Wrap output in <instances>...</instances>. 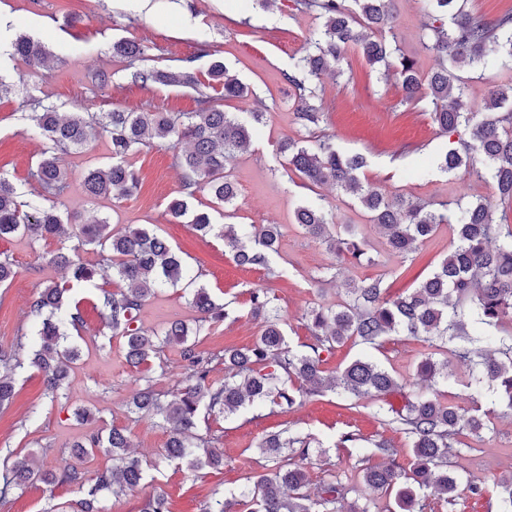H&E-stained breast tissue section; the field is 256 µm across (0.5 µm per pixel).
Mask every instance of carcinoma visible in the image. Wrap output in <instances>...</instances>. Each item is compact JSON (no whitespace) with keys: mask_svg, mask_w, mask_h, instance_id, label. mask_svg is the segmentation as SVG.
<instances>
[{"mask_svg":"<svg viewBox=\"0 0 512 512\" xmlns=\"http://www.w3.org/2000/svg\"><path fill=\"white\" fill-rule=\"evenodd\" d=\"M392 0H294L299 12H313L321 20L318 30L306 38L305 52L298 57L285 80L295 91L296 118L302 131L299 139L284 138L278 148L285 171L297 174L310 185L331 184L352 195L380 228L388 247L406 256L431 236L440 225H451L453 247L436 268L410 292L392 298L380 278L348 284L346 299L335 308L314 306L303 314L311 329L304 350L293 349L287 340L284 320L271 306L268 291L250 292V312L264 319L259 338L249 347H227L221 353L204 352L196 337L224 321L226 306L215 303L208 289L197 283L182 257L167 240L145 225H128L115 230L105 218L80 225L69 235L72 244L53 255L77 284H93L97 267L86 263L84 247L99 248L100 268L112 269L122 289L112 293L101 289L102 314L112 335L123 339L126 361L140 367L160 353L162 345L180 347L187 383L173 399L163 403L151 380L143 377L130 401L131 413L160 419L170 426L164 459L177 469L197 473L224 466V452L218 438L210 433V421L228 419L244 405L257 409H292L311 396L326 391L356 404L364 398H381L395 390L411 388V381H398L386 368L362 355L339 375L328 377L323 364L336 347L348 341L378 349L391 336L420 339L429 347L446 350L467 376L466 388L473 402L492 391L498 402L512 411V224L496 218L486 200L475 203L415 202L403 196L388 197L363 177L367 158L346 153L333 137L323 133L326 112L318 103V81L326 72L341 70L347 51L356 48L371 67L382 66L401 80L404 102H423L438 130L457 140L443 153L437 168L451 173L462 166L482 177L487 168L499 199L512 203V84L494 90L485 111L470 112L464 96L469 77L448 67L506 68L512 70V5L493 18L474 14L467 0H422L425 16V50L439 56L440 69L422 77L413 57L399 46L378 37L393 32ZM112 56L126 62L131 83L141 87L163 85L190 87L197 91L192 112L168 113L149 110L90 112L81 108L67 117L43 98L29 101L31 112L26 133L42 142L29 179L40 188L37 195L22 202L12 180L0 172V239L14 235L46 239L64 232V225L78 224V217H63L57 199L68 187L61 155L77 152L88 144L91 132L108 135L110 163L87 169L81 186L90 198L122 199L139 187V175L129 157L142 146L158 141L174 150L182 170L179 194L167 206L174 221L184 220L202 236L224 241L240 266L259 267L270 276L277 252L280 226L266 224L241 233L234 224H219L208 209L191 208L190 201L208 191L216 202L228 206L237 198V186L229 166L252 146L255 126L264 123V112L230 113L200 90L194 62L198 56L181 59V65L145 67L147 47L120 38L112 42ZM51 52L40 41L19 34L7 44L0 42V59L21 60L30 67L45 63ZM208 87L220 88L226 99H244L248 88L232 75L223 61L212 58ZM295 223L312 238L328 244L336 256L361 265L369 263L366 241L352 231L337 232L336 216L321 201L308 202L294 212ZM185 283L198 317L194 325L172 322L159 334L144 328L138 320L142 306L157 290ZM70 287L49 284L29 303L36 336L31 364L45 376L49 389L58 391L67 378L79 349L66 328H78L82 315L64 302ZM224 365V380L211 379L214 366ZM417 379L430 392L418 393L406 412L382 409L384 421L410 440L412 468L397 462L400 449L380 437L360 443V436L347 432L340 444L355 451L365 464L363 481L387 495H394L399 512H427L430 497L452 505L456 501L461 450L456 436L466 430L479 437L488 429L489 413L463 410L442 402L432 391L456 381L457 373L433 356L422 360ZM15 393L12 378L0 373V407L8 405ZM73 456L83 459L97 452L112 457V467L89 479L77 465L61 470L34 469L27 460L17 459L0 470V501L14 490L40 482L53 498L56 490L77 485L87 487L77 512H99L95 502L105 494L119 496L136 490L145 480L151 461L129 452L130 441L123 428L93 434L73 444ZM271 466L249 478L232 499H216L204 512H336L345 498V488L336 476L320 491H309L306 463L310 442L286 431L265 436L259 444ZM374 456L386 459L383 466H371ZM495 512H512V478L496 483Z\"/></svg>","mask_w":512,"mask_h":512,"instance_id":"obj_1","label":"carcinoma"}]
</instances>
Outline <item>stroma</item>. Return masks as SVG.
<instances>
[{
  "label": "stroma",
  "instance_id": "obj_1",
  "mask_svg": "<svg viewBox=\"0 0 512 512\" xmlns=\"http://www.w3.org/2000/svg\"><path fill=\"white\" fill-rule=\"evenodd\" d=\"M291 5L292 0H273L265 8L255 0H158L154 12L146 15L121 0H0V12L12 17L10 24L0 29V36L28 33L53 54L40 69L0 61V78L13 86L11 93L0 96V172L13 180L22 200H30L37 192L28 172L42 149L41 142L26 133L28 109L24 102L28 97L48 99L63 112L78 105L93 112L195 109L192 90L132 85L123 61L110 51L114 39L131 38L146 45L145 64L149 67L173 66L179 59L196 56L195 72L200 77L208 60L197 52L201 46H210L250 89L245 99L227 101L219 96L216 104L227 112L266 113L267 121L257 127L250 151L232 163L230 174L238 196L230 211L236 224L280 225L282 236L271 259L276 272L272 278L265 270L236 265L223 241L201 237L188 224L169 220L166 206L177 196L182 180L171 149L144 147L133 154L130 162L139 173L141 186L134 195L120 200H92L81 187L86 169L108 164L107 136H96L83 152L63 157L70 183L61 199L63 210L88 219L108 218L117 229L130 224L157 225L199 283L209 288L217 302L230 303L229 318L198 338L199 349L209 352L249 346L259 337L262 322L249 314L252 289L268 290L287 320L288 342L297 349L310 336L302 318L307 309L342 302L347 283L370 277L383 278L394 295L412 289L453 245V232L443 225L409 258H401L389 250L354 197L328 186H308L284 174L278 145L299 134L294 92L285 75L308 34L321 24L316 14L294 11ZM394 10L398 45L416 59L420 74L431 73L438 59L422 46L425 31L420 0H395ZM341 67L343 76L328 73L319 83L325 131L334 135L342 150L366 156L364 174L382 192L420 201L494 198L492 183L478 180L468 168L449 174L438 170L435 160L447 148L448 139L440 135L422 105L404 103L395 76L370 67L354 49L347 52ZM103 72L112 77L105 85L97 82ZM318 198L335 209L339 224L365 238L371 263L354 265L336 259L327 244L294 224L295 209ZM67 244L63 237L38 242L25 236L0 240V252L10 256L15 271L10 285L0 288L1 350L14 351L21 333L30 329L28 304L33 295L45 285L67 279L65 268L49 262L50 255ZM102 287L115 292L120 283L107 276L99 287L79 288L71 295L83 312L84 324L70 333L80 347V357L64 390L50 395L40 373L27 366L15 370V397L0 408V461L10 452L17 458L33 457L36 465L44 468L58 469L71 464L74 441L119 426L129 432L137 455L155 461L157 468L152 479L134 493L105 497L101 502L104 512H140L145 497L157 489L167 495L170 512H203L208 503L230 496L247 477L263 471L262 438L287 428L310 437L316 449L307 468L311 491H318L333 474L350 490L341 504L343 512H349L354 501L365 499L373 512H393V498L366 486L353 449L339 445L341 435L348 431L365 439L384 436L400 447V466L410 468L413 456L408 439L378 419L377 404L368 398L351 409L328 392L285 413L256 418L246 411L214 422L212 431L224 450V467L219 471L206 469L195 474L162 462L168 428L130 414L128 404L141 377H150L154 389L165 398L182 385L185 374L179 349L164 346L158 360L131 368L124 358L122 339L113 335L95 308ZM196 316L183 288L178 287L148 298L139 320L145 328L159 332L176 320L193 323ZM427 353L423 342L402 336L385 341L372 356L402 380L414 377ZM480 406L491 411L493 430L480 439L464 432L457 440L471 477L492 489L512 475V414L496 407L490 397L482 399ZM83 409L89 411V419L78 418ZM84 496L81 487L66 486L49 501L40 485L34 484L17 491L9 503L0 505V512H47L52 504L67 512Z\"/></svg>",
  "mask_w": 512,
  "mask_h": 512
}]
</instances>
